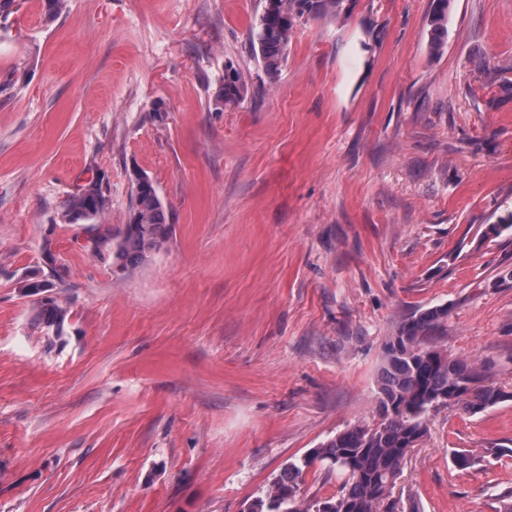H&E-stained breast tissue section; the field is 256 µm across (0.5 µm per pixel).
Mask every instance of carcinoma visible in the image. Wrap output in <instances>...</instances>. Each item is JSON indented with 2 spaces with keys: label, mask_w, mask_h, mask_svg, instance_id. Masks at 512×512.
<instances>
[{
  "label": "carcinoma",
  "mask_w": 512,
  "mask_h": 512,
  "mask_svg": "<svg viewBox=\"0 0 512 512\" xmlns=\"http://www.w3.org/2000/svg\"><path fill=\"white\" fill-rule=\"evenodd\" d=\"M450 0H432L430 47L438 53L445 44ZM347 12L346 0H263L253 27L261 66L270 83L278 80L295 27L302 20L338 17ZM245 91L239 72L224 73V84L214 105L237 104ZM139 183L132 210L140 224L125 225L118 242L110 235L93 240L97 253L112 252L113 263L126 269L143 263L169 239V213L154 182L134 173ZM103 179L90 180L64 204L63 218L70 223L88 222L105 212L110 198ZM38 317L45 327L60 328L66 310L54 297L38 302ZM448 318V308L435 306L405 319L385 346L380 371V420L369 427L355 426L337 433L311 454L285 465L266 495L257 498L248 512H419L395 494L404 461L427 433L429 413L441 406L439 397L458 390L453 404L474 415L497 404L504 393L490 380L486 363L451 358L428 342ZM336 475V495L311 502L300 495V482L314 463Z\"/></svg>",
  "instance_id": "1"
}]
</instances>
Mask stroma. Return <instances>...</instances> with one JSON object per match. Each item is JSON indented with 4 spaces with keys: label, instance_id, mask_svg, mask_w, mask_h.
I'll use <instances>...</instances> for the list:
<instances>
[{
    "label": "stroma",
    "instance_id": "stroma-1",
    "mask_svg": "<svg viewBox=\"0 0 512 512\" xmlns=\"http://www.w3.org/2000/svg\"><path fill=\"white\" fill-rule=\"evenodd\" d=\"M0 23V512H246L288 460L377 419L385 345L448 308L505 398L430 413L420 512L512 492V0H350L268 83L263 0H19ZM489 66L479 70L475 58ZM246 92L215 110L225 65ZM139 170L172 213L145 263L93 252ZM103 176L110 208L68 223ZM53 281L61 333L22 280ZM472 454L461 469L452 451ZM451 0H432L430 19V47L433 53H440L447 35V18Z\"/></svg>",
    "mask_w": 512,
    "mask_h": 512
}]
</instances>
